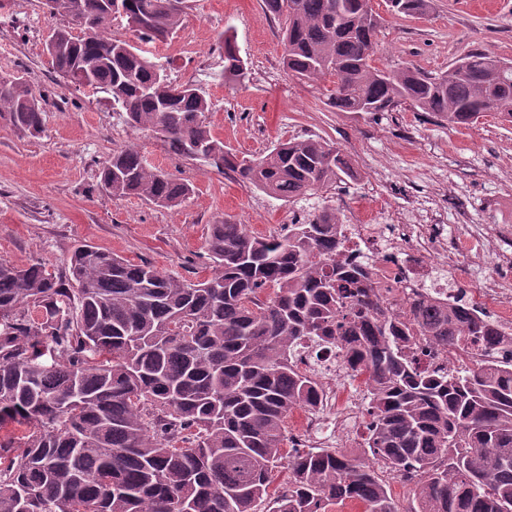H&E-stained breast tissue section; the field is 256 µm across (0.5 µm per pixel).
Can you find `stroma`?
Here are the masks:
<instances>
[{"mask_svg": "<svg viewBox=\"0 0 512 512\" xmlns=\"http://www.w3.org/2000/svg\"><path fill=\"white\" fill-rule=\"evenodd\" d=\"M186 2L184 22L167 40L139 39L120 16L108 34L135 45L172 82L201 87L213 134L238 156L312 135L347 155L355 177L288 203L174 155L157 135L132 127L103 93L57 72L45 44L52 29L71 28L68 16H50L43 0H0V76L22 75L43 117L35 138L0 117V261L54 270L87 242L192 280L203 269L212 224H245L266 235L325 207L340 224L375 222L387 208L406 223L429 225L432 237L474 240L480 261L462 254L446 267L440 255L428 256L433 279L465 290L490 283L512 299V123L486 113L453 128L406 105L363 116L336 111L327 104L329 81H301L284 69L279 24L262 0ZM373 5L384 18L377 66L438 74L474 49L512 59V0H431L422 17L392 15L386 0ZM222 34L247 66L244 83L224 81ZM131 145L148 165L189 183V198L160 207L113 197L103 169Z\"/></svg>", "mask_w": 512, "mask_h": 512, "instance_id": "obj_1", "label": "stroma"}]
</instances>
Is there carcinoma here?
Listing matches in <instances>:
<instances>
[{
  "label": "carcinoma",
  "instance_id": "obj_1",
  "mask_svg": "<svg viewBox=\"0 0 512 512\" xmlns=\"http://www.w3.org/2000/svg\"><path fill=\"white\" fill-rule=\"evenodd\" d=\"M422 16L429 0H387ZM280 24L282 64L299 80L328 79L338 112H391L402 102L451 127L486 112L512 120V61L473 50L447 72L374 65L382 17L368 0H263ZM84 30H52V62L86 73L133 127H162L175 155L201 147L205 163L286 202L353 169L313 136L281 141L239 161L206 124L202 88L172 82L126 40L107 36L109 0H44ZM142 39H166L185 0H123ZM246 67L224 37V81ZM32 136L42 111L19 78L0 77V114ZM112 196L175 206L191 187L149 167L129 146L103 170ZM209 275L164 274L91 244L67 265L0 262V512H401L386 470L410 486L407 512H512V349L490 317L464 300L390 312L369 264L349 258L336 216L324 208L288 232L257 235L220 222L206 239ZM480 347L498 359L438 371L404 347ZM335 350L367 376L365 459L334 448L282 452L294 411L316 410L317 380L294 360L305 342ZM287 472L271 489L273 469Z\"/></svg>",
  "mask_w": 512,
  "mask_h": 512
}]
</instances>
